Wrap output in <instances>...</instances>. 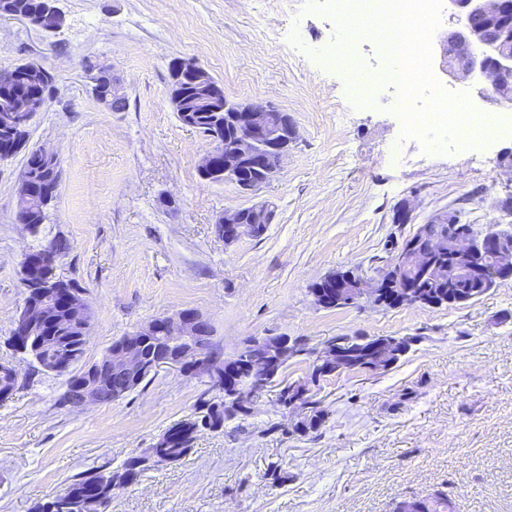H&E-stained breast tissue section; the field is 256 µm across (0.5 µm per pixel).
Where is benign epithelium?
<instances>
[{"label": "benign epithelium", "instance_id": "obj_1", "mask_svg": "<svg viewBox=\"0 0 512 512\" xmlns=\"http://www.w3.org/2000/svg\"><path fill=\"white\" fill-rule=\"evenodd\" d=\"M56 0L44 3L41 17H25L32 26L50 33L61 28L57 21L63 20L55 6ZM450 19L455 21L451 29L440 40L442 68L449 75L474 83L478 96L500 108L512 109V91L503 86L502 79L512 76V3L509 0H448ZM188 69L196 88L203 91L198 104L203 109H213L223 104L230 125L241 132L236 139H226L205 155L201 171L207 176H221L234 184L244 194H252L281 169L283 160L295 138V130L288 126L286 115L277 113L270 105L239 104L227 100L217 81L195 61L188 62ZM46 101L35 88L30 93L0 98V110L5 117L27 115L34 119L45 111ZM255 223L240 222L241 210L224 214L220 220V231L224 241L233 242L245 235L262 232L273 207L264 204L253 206ZM461 223L458 218L448 221L450 230L443 235H434L429 229L418 227L412 235L413 243L394 254L393 272H378L367 276L361 272L348 271L345 275L329 274L313 288L314 302L324 309L340 306L359 307L365 301L385 304L390 307H411L420 303L419 294L406 287L407 277L427 274L441 280L445 277L458 279L472 276L482 269V259L493 260L491 280L499 287L512 282V232L504 238L497 225L491 224L481 234L455 230ZM448 255V269L439 268L437 256ZM30 276H45L59 262V251L51 245L24 255ZM77 309L73 295L63 288L44 294L39 304L29 302L24 306L14 323L11 343L24 353L43 335L48 323L62 324ZM152 331L161 342L173 341L182 345L181 352L170 355L161 352L151 364V370L169 367L183 373L207 380L210 387L222 393L224 399H238L242 392L253 389L258 394L274 379L286 364L289 350L285 345H272L249 357L243 369L229 361H215L198 339L193 318L184 312L163 315L153 319L139 330L125 335L120 343L106 352L104 357L112 369L120 370L131 378L145 371L138 350L144 334ZM394 340L370 343L362 349L353 350L344 342L322 346L315 350L308 381H298L290 388L293 397L288 400L291 411L303 407L310 385L341 373L354 371L361 365L376 369L389 356ZM41 359L49 364L54 373L65 374L69 364L56 350L46 346ZM66 392L75 395L78 405L85 406L101 402L98 383L79 380L66 384Z\"/></svg>", "mask_w": 512, "mask_h": 512}]
</instances>
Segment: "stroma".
<instances>
[{
    "label": "stroma",
    "instance_id": "1",
    "mask_svg": "<svg viewBox=\"0 0 512 512\" xmlns=\"http://www.w3.org/2000/svg\"><path fill=\"white\" fill-rule=\"evenodd\" d=\"M312 0H57V33L0 18V71L37 60L56 76L54 98L30 144L62 168L44 224L16 218L25 154L0 163V363L20 389L0 401V512H32L79 473L120 466L194 415L205 385L161 370L116 402L61 404L64 377L34 372L8 343L24 300L21 259L66 243L59 272L85 290L93 318L86 362L113 340L165 314L191 310L213 328L221 358L253 336L313 348L333 336H409L386 371L321 382L328 411L295 432L274 392L223 431L201 432L176 465L146 471L112 498V512H393L441 491L453 512H512V284L476 301L434 308L323 309L312 284L354 267H383L419 225L452 209L482 229L512 225V111L471 82L433 72L501 121L496 137L457 153H430L402 135L375 75L378 40L344 37ZM194 59L227 99L287 113L297 140L280 172L252 195L203 180L211 147L181 125L167 100L173 62ZM120 78L115 112L83 68ZM402 146L410 163L389 155ZM275 206L261 236L225 242L217 221Z\"/></svg>",
    "mask_w": 512,
    "mask_h": 512
}]
</instances>
